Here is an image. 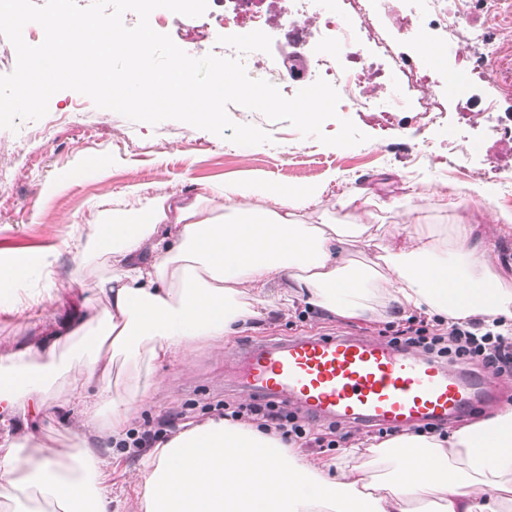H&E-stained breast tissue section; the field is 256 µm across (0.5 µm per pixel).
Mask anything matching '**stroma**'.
<instances>
[{"instance_id":"stroma-1","label":"stroma","mask_w":512,"mask_h":512,"mask_svg":"<svg viewBox=\"0 0 512 512\" xmlns=\"http://www.w3.org/2000/svg\"><path fill=\"white\" fill-rule=\"evenodd\" d=\"M440 125L419 129L414 113L401 112L389 130L364 121L357 112L349 118L367 142L352 147L322 144L303 137L288 122L273 123L258 112L243 114L232 105L234 122L243 121L269 132L270 142L243 146L176 120L156 125L135 122L95 106L76 91L62 90L49 102L48 114L25 121L17 130L0 129V262L17 256L52 252L57 290L40 308L38 317L0 309V356L36 340L47 323L63 320L72 307L88 303L103 310L105 302L94 287L107 272L97 261L77 269L68 247L73 225L93 223L102 210L124 201L130 187L141 198L192 195L203 186L224 182H266L288 188L320 190L318 209L308 210L306 223L317 221L318 210L329 211L337 223L377 211L392 200L400 206L378 211L383 224L404 225L415 219L450 224L457 216L489 227L493 215H512V141L492 143L495 117L480 125L459 122L456 97L444 99ZM106 168H98L99 160ZM494 163L501 179L478 178L477 170ZM488 196H481L483 188ZM358 195L355 207L339 208L338 197ZM405 316L378 311L370 320H344L299 302L294 309L274 310L248 324L227 343L196 346L189 362L173 360L151 368L152 399L138 411L134 428L163 417L180 421L209 418V405L242 403L235 389L237 372L226 360V345L255 342L268 336L356 333L382 341L404 327ZM66 383L50 392L59 409L38 416L30 425L48 447L71 445L82 428L76 409L66 407ZM112 512H135L139 448H111Z\"/></svg>"}]
</instances>
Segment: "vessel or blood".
Wrapping results in <instances>:
<instances>
[{"mask_svg": "<svg viewBox=\"0 0 512 512\" xmlns=\"http://www.w3.org/2000/svg\"><path fill=\"white\" fill-rule=\"evenodd\" d=\"M250 397L275 400L318 421L403 430L445 423L496 398V376L359 336H285L242 344Z\"/></svg>", "mask_w": 512, "mask_h": 512, "instance_id": "vessel-or-blood-1", "label": "vessel or blood"}]
</instances>
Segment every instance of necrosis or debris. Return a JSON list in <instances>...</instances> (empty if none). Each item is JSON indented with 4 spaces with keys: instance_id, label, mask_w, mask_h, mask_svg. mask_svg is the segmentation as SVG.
<instances>
[{
    "instance_id": "1",
    "label": "necrosis or debris",
    "mask_w": 512,
    "mask_h": 512,
    "mask_svg": "<svg viewBox=\"0 0 512 512\" xmlns=\"http://www.w3.org/2000/svg\"><path fill=\"white\" fill-rule=\"evenodd\" d=\"M224 6L198 20L199 31L243 27L274 33L278 55L262 62L264 72L287 79V62L309 66L311 80L335 81L344 108L392 123L413 111L408 87L423 85L414 60L397 52L381 33L382 24L399 29L419 21L423 27L475 47L466 64L448 71L449 87L467 90L490 68L512 63V41L500 39L512 27V8L503 0H340L319 11L313 0H223ZM326 36L319 57L306 56L310 31Z\"/></svg>"
}]
</instances>
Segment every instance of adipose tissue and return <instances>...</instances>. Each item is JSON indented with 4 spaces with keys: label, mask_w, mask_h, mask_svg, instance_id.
Returning a JSON list of instances; mask_svg holds the SVG:
<instances>
[{
    "label": "adipose tissue",
    "mask_w": 512,
    "mask_h": 512,
    "mask_svg": "<svg viewBox=\"0 0 512 512\" xmlns=\"http://www.w3.org/2000/svg\"><path fill=\"white\" fill-rule=\"evenodd\" d=\"M318 199L310 188L261 183L212 184L192 198L134 195L73 236L77 267L95 258L109 266L95 283L106 306L0 356V419L17 425L0 434L6 512H110L106 464L89 438L126 437L151 397L142 364L187 358L271 305L286 310L302 299L356 320L379 303L512 334L505 262L474 225L412 221L391 231L325 214L303 223ZM358 242L369 251L359 261L349 256ZM34 271L52 294L46 255L1 266L0 292ZM117 362L128 379L121 393L110 383ZM77 364L67 402L89 435L65 453L39 442L28 419L56 411L47 392ZM138 471L139 512H512V409L444 437L360 442L331 461L296 454L256 423L208 418L145 453Z\"/></svg>",
    "instance_id": "obj_1"
}]
</instances>
